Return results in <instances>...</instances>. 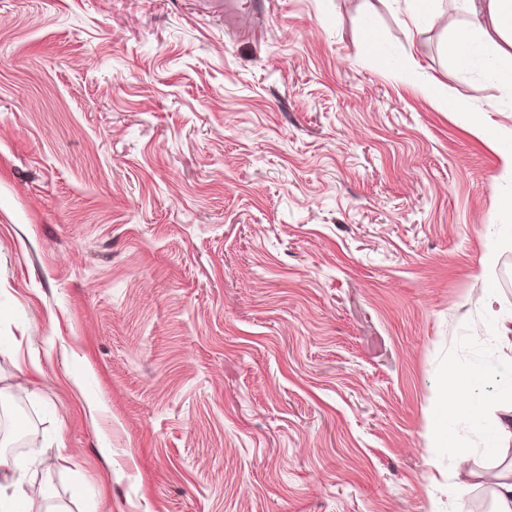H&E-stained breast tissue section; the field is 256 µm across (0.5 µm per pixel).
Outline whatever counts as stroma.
<instances>
[{"label": "stroma", "instance_id": "35a3bbf8", "mask_svg": "<svg viewBox=\"0 0 512 512\" xmlns=\"http://www.w3.org/2000/svg\"><path fill=\"white\" fill-rule=\"evenodd\" d=\"M0 0V388L64 512H474L453 369L512 310L464 0ZM377 43L364 51V39ZM455 101L397 80L406 58ZM497 247L498 261L480 259ZM74 451L56 457V445ZM409 32L419 30L423 22L434 23L440 15L443 0H404ZM482 303L487 314L497 320L496 335L500 341L507 347L512 346L510 337L512 335V314L500 317L499 308H496L498 301L491 293H487L483 297ZM460 414H465L476 425H480V422L485 420V413L479 402L473 401L463 407L449 405L446 402L438 408L436 417L431 425V432L436 447H454L450 424Z\"/></svg>", "mask_w": 512, "mask_h": 512}]
</instances>
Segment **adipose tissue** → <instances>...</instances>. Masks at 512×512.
<instances>
[{
    "instance_id": "adipose-tissue-1",
    "label": "adipose tissue",
    "mask_w": 512,
    "mask_h": 512,
    "mask_svg": "<svg viewBox=\"0 0 512 512\" xmlns=\"http://www.w3.org/2000/svg\"><path fill=\"white\" fill-rule=\"evenodd\" d=\"M465 3L472 13L487 12L493 31L461 32L452 44L455 60L464 67L474 56H481L487 76L506 94L503 111L512 112V0H465ZM462 414L476 424L485 419L481 404L475 401L462 407L441 405L431 425L437 447L453 445L450 424ZM28 468L27 459L0 451V512H30L34 500L48 498L46 487L26 480Z\"/></svg>"
}]
</instances>
